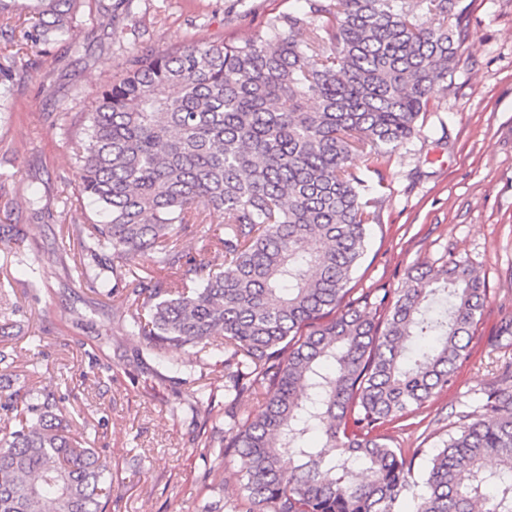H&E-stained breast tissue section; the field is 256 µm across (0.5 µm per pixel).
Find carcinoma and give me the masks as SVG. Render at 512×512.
<instances>
[{"instance_id":"cac0c4a2","label":"carcinoma","mask_w":512,"mask_h":512,"mask_svg":"<svg viewBox=\"0 0 512 512\" xmlns=\"http://www.w3.org/2000/svg\"><path fill=\"white\" fill-rule=\"evenodd\" d=\"M234 41L133 48L80 116L79 196L103 220L71 231L112 250L116 318L175 371L172 347L224 357L200 389L224 419L246 512H512V385L481 390L414 479L391 421L448 387L487 302L460 260L415 268L383 314L350 288L378 220L354 156L384 158L419 132L467 39L458 0H305ZM82 0H0L26 43L78 48ZM21 76L0 68V97ZM219 214L224 235H209ZM195 240L202 241L193 249ZM224 254L215 268L210 252ZM255 401L239 416L237 402ZM0 424V512H104L112 472L63 424L49 391Z\"/></svg>"}]
</instances>
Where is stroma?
Listing matches in <instances>:
<instances>
[{
	"label": "stroma",
	"mask_w": 512,
	"mask_h": 512,
	"mask_svg": "<svg viewBox=\"0 0 512 512\" xmlns=\"http://www.w3.org/2000/svg\"><path fill=\"white\" fill-rule=\"evenodd\" d=\"M468 37L447 95L426 113L417 136L387 158H355L374 185L380 220L370 227L366 258L351 282V298L377 303L405 282L414 266L464 261L484 278L487 307L447 391L388 425L400 448H419V464L440 448L460 412L472 411L480 390L512 376V349L489 336L512 319V0H462ZM305 0H130L126 39L155 47L197 39L235 40L268 17L299 11ZM82 26L93 30L79 52L51 54L24 46L21 31L0 35V66L22 73L0 109V237H20L39 256L37 286L16 257L0 252V418L16 389L55 392L62 416L87 447L112 462L106 512H232L242 496L222 481L221 448L201 450L197 390L223 385L224 366L196 347L172 350L173 371L149 357L112 313L119 296L94 288L91 274L111 253L86 257L89 278L67 275L55 254L60 226L97 219L78 196L72 175L71 122L87 111L100 87L121 70L122 48L103 35L99 0H87ZM36 190L43 213L32 216L20 195Z\"/></svg>",
	"instance_id": "35a3bbf8"
}]
</instances>
